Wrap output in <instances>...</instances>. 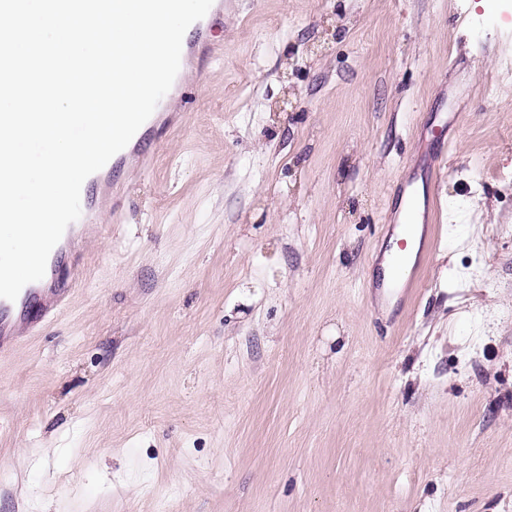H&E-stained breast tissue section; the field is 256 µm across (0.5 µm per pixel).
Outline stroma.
I'll return each instance as SVG.
<instances>
[{
    "instance_id": "obj_1",
    "label": "stroma",
    "mask_w": 512,
    "mask_h": 512,
    "mask_svg": "<svg viewBox=\"0 0 512 512\" xmlns=\"http://www.w3.org/2000/svg\"><path fill=\"white\" fill-rule=\"evenodd\" d=\"M501 2L227 0L183 125L0 363V512H512Z\"/></svg>"
}]
</instances>
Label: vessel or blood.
<instances>
[{"instance_id":"vessel-or-blood-1","label":"vessel or blood","mask_w":512,"mask_h":512,"mask_svg":"<svg viewBox=\"0 0 512 512\" xmlns=\"http://www.w3.org/2000/svg\"><path fill=\"white\" fill-rule=\"evenodd\" d=\"M224 17V0H214L206 16L192 24L193 33L181 54L182 66H189L201 58H215L223 48L212 38L213 29ZM186 83L176 77L168 96L163 97L151 117L140 127L128 145L114 155L98 172L89 176L81 188V216L68 226L61 240L53 248L54 258L50 273L42 280L26 285L16 300L0 298V359L13 353L16 346L28 340L35 332L51 322L67 305L73 289L82 277L79 264L68 259L72 242L99 229V211L104 191H111L113 208H120L122 193L115 175L125 167L135 165L149 168L152 157L146 145L163 130L177 126L180 112L171 108L174 99H183Z\"/></svg>"}]
</instances>
